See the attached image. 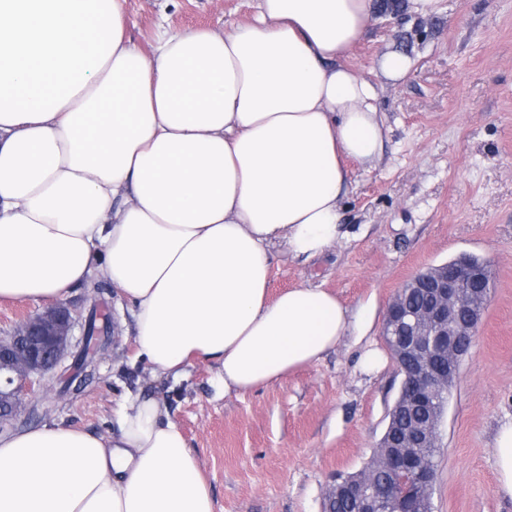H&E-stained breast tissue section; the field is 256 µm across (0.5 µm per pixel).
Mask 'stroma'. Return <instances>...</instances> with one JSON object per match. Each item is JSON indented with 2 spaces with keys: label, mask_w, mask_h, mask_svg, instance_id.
<instances>
[{
  "label": "stroma",
  "mask_w": 512,
  "mask_h": 512,
  "mask_svg": "<svg viewBox=\"0 0 512 512\" xmlns=\"http://www.w3.org/2000/svg\"><path fill=\"white\" fill-rule=\"evenodd\" d=\"M375 11L347 63L376 81L387 127L374 167L350 168L342 202L349 237L305 260L271 249L269 290L304 285L336 295L350 315L336 349L285 379L236 397L215 393L213 372L188 367L178 380H150L134 359L133 317L112 294L74 289L77 325L110 324L94 380L62 397L25 399L11 430L44 424L112 433L114 410L146 391L164 396L211 487L215 512H321L333 473L373 456L401 385L381 335L387 305L423 267L467 253L486 259L490 297L461 359L440 427L432 512H512L496 487L494 441L512 419V0H438L427 15L400 0L398 15ZM257 0H125L128 35L151 53L159 30L229 31L251 21ZM411 60L397 80L381 76L383 54ZM377 350L378 371L361 367Z\"/></svg>",
  "instance_id": "obj_1"
}]
</instances>
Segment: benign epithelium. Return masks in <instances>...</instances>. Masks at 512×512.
Instances as JSON below:
<instances>
[{
  "instance_id": "obj_1",
  "label": "benign epithelium",
  "mask_w": 512,
  "mask_h": 512,
  "mask_svg": "<svg viewBox=\"0 0 512 512\" xmlns=\"http://www.w3.org/2000/svg\"><path fill=\"white\" fill-rule=\"evenodd\" d=\"M481 267L442 263L420 270L399 288L387 305L381 334L402 382L380 439L386 449L355 476L332 482L323 512L339 496L357 495L356 512H416L417 488L429 481L427 469L412 453L436 440L445 414L451 380L468 351L485 310L488 295L464 293L467 281L483 278ZM421 294L422 303L407 307ZM76 324L70 308L51 304L16 320L0 336V427L11 422L27 397L47 391L46 377L67 355ZM378 469L404 476L395 496L386 500L370 492Z\"/></svg>"
}]
</instances>
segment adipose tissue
<instances>
[{"label":"adipose tissue","mask_w":512,"mask_h":512,"mask_svg":"<svg viewBox=\"0 0 512 512\" xmlns=\"http://www.w3.org/2000/svg\"><path fill=\"white\" fill-rule=\"evenodd\" d=\"M373 0H258L234 31L126 35L121 0H0V300L63 299L96 272L133 306L156 378L241 396L345 334L334 294L269 295L272 246L341 238L350 163L383 149L377 88L344 58ZM105 438L0 434V512H215L167 400L124 399Z\"/></svg>","instance_id":"adipose-tissue-1"}]
</instances>
